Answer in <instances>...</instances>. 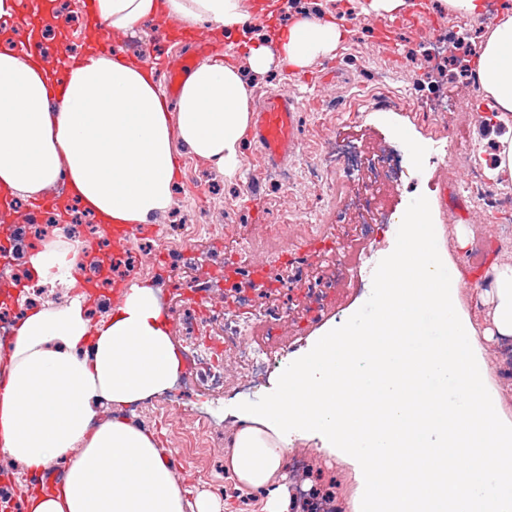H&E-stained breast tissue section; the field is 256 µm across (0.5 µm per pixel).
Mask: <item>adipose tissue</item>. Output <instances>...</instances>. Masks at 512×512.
<instances>
[{
	"label": "adipose tissue",
	"mask_w": 512,
	"mask_h": 512,
	"mask_svg": "<svg viewBox=\"0 0 512 512\" xmlns=\"http://www.w3.org/2000/svg\"><path fill=\"white\" fill-rule=\"evenodd\" d=\"M160 11L226 33L250 21L244 0H95L97 19L116 34ZM343 37L335 20L298 18L250 46L246 68L198 65L173 109L154 71L89 48L63 69L61 104L48 111L49 72L1 50L0 188L31 198L64 174L72 203L97 222L150 223L175 203L182 152L222 175L241 168L251 121L245 71L264 74L282 62L307 69ZM473 76L504 129L486 175L511 184L512 15L489 27ZM426 220L419 209L403 217L407 247L382 265L373 320L328 328L263 407L233 411L224 467L241 486L269 488L266 512H288L279 478L299 438L355 455L364 512H420L425 504L431 512H512V426L499 423L482 390L488 366L470 357L480 339L456 312L454 285L438 274L442 261ZM89 256L85 243L60 234L29 250L30 278L65 294L25 310L0 354V456L30 475L64 469L58 488L26 497L25 512H222L212 494L187 502L155 435L123 414L166 393L181 367L155 288L131 287L119 306L92 319L90 301L77 291ZM474 288L487 335L512 343V260L494 262ZM424 310L442 323L443 339H427L418 320ZM450 382L470 397L467 407L434 393ZM406 446L417 448L424 473L411 485L397 483L390 466ZM443 450L468 464L438 483L432 476L445 469ZM486 469L499 475L489 500L476 493Z\"/></svg>",
	"instance_id": "adipose-tissue-1"
}]
</instances>
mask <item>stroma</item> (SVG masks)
I'll return each mask as SVG.
<instances>
[{
  "label": "stroma",
  "mask_w": 512,
  "mask_h": 512,
  "mask_svg": "<svg viewBox=\"0 0 512 512\" xmlns=\"http://www.w3.org/2000/svg\"><path fill=\"white\" fill-rule=\"evenodd\" d=\"M362 0H296L287 8L286 0H261L252 10L245 32L213 35L211 26L195 25V32L213 36L215 44L228 53L229 64H236L247 44L268 40L271 34L290 25L298 17L331 16L343 27L345 35L335 53L314 62L308 70L296 71L279 65L262 76L250 77L254 101H261L271 90L292 94L299 102L301 143L280 171L267 169L259 160L253 142H246L242 167L235 178L218 175L190 154L179 161L180 178L176 201L171 210L154 219L156 226L171 224H211L215 230L191 240L199 257L198 270H177L165 262L151 265L148 276L122 273L109 296L95 295L94 304L113 309L120 296L132 285L152 283L157 292H174L172 305L164 307L168 330L176 349H183L189 331L180 310L189 296L175 292L176 285L189 279L207 280L216 270L248 254L256 263L268 262L272 255L285 254L287 248L275 228L280 224L338 223L342 201L350 190L361 184L362 174L351 170L339 176L323 174L312 182L309 171L319 165L327 141L333 137L352 140L357 148L373 152L390 141H400L409 167L407 174L418 183L411 190L393 182L384 197L398 213L424 208L427 223L435 237V246L444 265L461 269L464 285L456 293L457 311L472 315L476 332L486 328L476 317L478 297L471 285L476 277L463 267L465 253L456 243L455 227L458 192L475 152L491 155L495 138L502 129L496 112L475 84L471 70L444 61L430 65V45L436 32L448 36L451 57L464 56L473 61L481 37L489 25L483 17L460 19L449 15L444 0H424V11L392 19L366 14ZM61 28H46L42 38L58 42V54L44 56L45 68L55 71L61 63L80 57L101 33L82 10V0H67ZM182 26L163 15L142 22L136 33L113 41V54L135 49L148 63L166 67L181 43ZM442 91L453 98L455 108L446 120H436L425 112L427 95ZM449 142L447 153L432 159L429 144ZM472 240L489 244L490 260L512 258V207L487 202L470 204ZM402 246V237L393 228L345 245L337 257L347 277L362 278L363 291L343 289L337 298L326 300L319 319L285 316L272 326L261 325L253 332L254 341L268 335L278 336L281 349L266 375L260 376L249 392L229 390L222 395L193 387L177 400L158 396L145 403L131 417L153 432L161 447L178 464L175 478L187 499L209 492L224 503L223 512H264V494L238 486L224 470L226 441L233 430L230 410L240 406H263L277 386L279 371L285 362L306 356L333 323L358 326L375 314L373 299L377 272L382 262ZM500 347L483 343L479 353L490 368L482 384L493 398L501 422L512 425V381L502 378ZM208 417L214 429L199 434L196 420ZM292 453L306 457L309 482L318 494L335 495L343 512H360L362 485L351 457L339 458L308 440L295 441Z\"/></svg>",
  "instance_id": "obj_1"
}]
</instances>
